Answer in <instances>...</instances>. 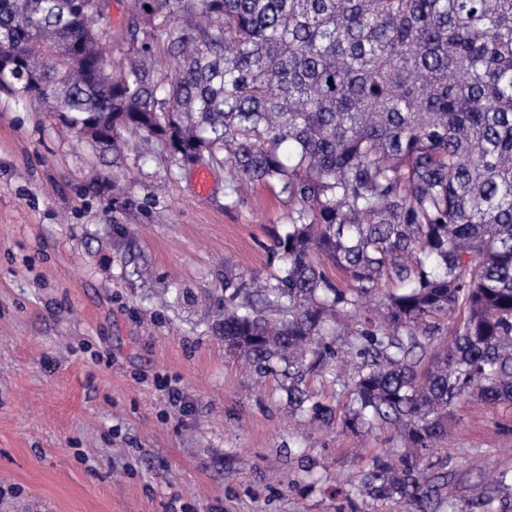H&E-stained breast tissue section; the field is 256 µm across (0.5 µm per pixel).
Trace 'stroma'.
<instances>
[{
	"label": "stroma",
	"mask_w": 512,
	"mask_h": 512,
	"mask_svg": "<svg viewBox=\"0 0 512 512\" xmlns=\"http://www.w3.org/2000/svg\"><path fill=\"white\" fill-rule=\"evenodd\" d=\"M59 123L0 92V512H411L342 485L404 455L391 431L298 425L287 367L206 330L225 270L279 273V186L241 197L214 165L201 193L163 150L99 156ZM437 458L472 498L512 466V407L467 404Z\"/></svg>",
	"instance_id": "1"
}]
</instances>
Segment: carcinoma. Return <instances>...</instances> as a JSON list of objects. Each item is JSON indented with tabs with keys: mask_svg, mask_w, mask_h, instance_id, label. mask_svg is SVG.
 Masks as SVG:
<instances>
[{
	"mask_svg": "<svg viewBox=\"0 0 512 512\" xmlns=\"http://www.w3.org/2000/svg\"><path fill=\"white\" fill-rule=\"evenodd\" d=\"M103 17L0 0V90L37 80L25 102L103 154L125 131L180 169L227 164L237 194L279 185L288 264L258 288L224 271L207 332L288 366L291 414L430 456L466 403L512 405V0H131L124 66ZM453 478L379 455L352 489L461 512ZM496 502L512 467L469 512Z\"/></svg>",
	"mask_w": 512,
	"mask_h": 512,
	"instance_id": "1",
	"label": "carcinoma"
}]
</instances>
